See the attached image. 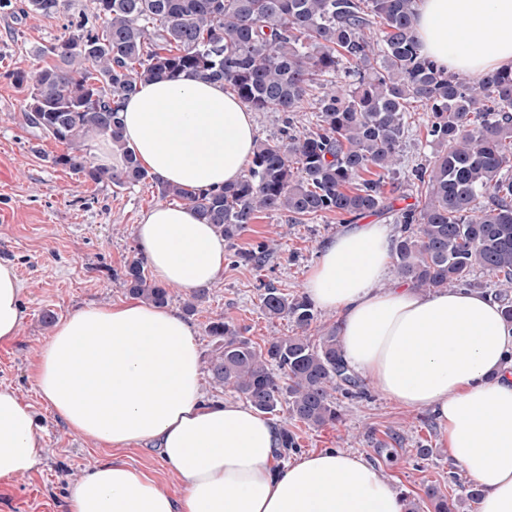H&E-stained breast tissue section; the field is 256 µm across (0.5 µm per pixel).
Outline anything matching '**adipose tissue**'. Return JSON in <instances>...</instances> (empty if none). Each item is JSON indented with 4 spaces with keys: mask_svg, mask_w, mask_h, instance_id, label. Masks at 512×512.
<instances>
[{
    "mask_svg": "<svg viewBox=\"0 0 512 512\" xmlns=\"http://www.w3.org/2000/svg\"><path fill=\"white\" fill-rule=\"evenodd\" d=\"M422 53L473 78L512 68V0H417ZM123 141L161 182L187 189L238 180L255 124L223 85L191 77L140 84L120 112ZM157 283L194 291L224 270V240L185 205L162 204L135 227ZM393 231L353 224L328 240L305 281L336 312L343 357L386 398L427 409L452 461L481 489L479 512H512V325L489 296L429 293L390 277ZM23 288L0 261V342L18 336ZM38 395L71 431L103 448L156 443L182 483L172 496L123 461L69 483L65 512H405L364 455L279 460L278 430L250 405L205 401L195 331L139 299L58 322L32 366ZM46 450L31 406L0 387V480L37 471Z\"/></svg>",
    "mask_w": 512,
    "mask_h": 512,
    "instance_id": "1",
    "label": "adipose tissue"
}]
</instances>
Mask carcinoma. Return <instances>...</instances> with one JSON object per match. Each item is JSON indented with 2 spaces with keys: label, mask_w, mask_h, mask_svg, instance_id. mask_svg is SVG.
<instances>
[{
  "label": "carcinoma",
  "mask_w": 512,
  "mask_h": 512,
  "mask_svg": "<svg viewBox=\"0 0 512 512\" xmlns=\"http://www.w3.org/2000/svg\"><path fill=\"white\" fill-rule=\"evenodd\" d=\"M65 0H0V7L54 18ZM415 0H92L90 13L69 20L68 36L36 49L54 63L10 73L26 90L22 118L65 151L55 163L116 188L150 178L125 148L118 113L138 84L187 75L231 90L247 108L280 112L277 141L258 139L247 170L234 183L188 190L158 183L161 197L180 200L230 242L260 212L294 224L334 213L351 224L393 212L384 186L395 182L408 138L406 114L430 111L434 160L411 170L418 203L396 211L391 263L421 290L471 284L479 267L497 278L487 294L512 323V69L480 83L440 69L420 53ZM314 98L315 129H295L290 113ZM103 135L122 152L112 169L94 165L86 142ZM486 204H480V200ZM266 242L236 250L233 263L261 268ZM128 292L167 306L168 288L151 282L141 258L122 274ZM261 307L286 317L294 333L263 344L222 319L205 328L204 360L212 383L241 395L254 409L319 428L342 420L338 397L367 395L345 363L338 329L312 338L319 316L304 295L266 284ZM434 512L458 502L431 487Z\"/></svg>",
  "instance_id": "1"
}]
</instances>
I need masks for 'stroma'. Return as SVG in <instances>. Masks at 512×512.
I'll return each instance as SVG.
<instances>
[{"mask_svg": "<svg viewBox=\"0 0 512 512\" xmlns=\"http://www.w3.org/2000/svg\"><path fill=\"white\" fill-rule=\"evenodd\" d=\"M90 6V0H68L65 13L55 18L0 8V260L14 265L24 288L20 334L0 344V386L15 388L32 405L47 448L39 471L0 488V512H63L68 484L114 456L153 476L171 494L181 493L156 448L146 445L115 453L77 437L52 415L30 379L35 357L53 332L41 319L44 311L60 320L90 305L128 298L118 274L138 254L134 228L145 212L162 202L153 181L119 190L54 164L63 145L22 120L25 93L11 82L8 71L38 65L36 48L63 36L69 14ZM412 120L403 146L406 173L433 161L436 152L426 140L425 112H414ZM341 229L331 213L303 224L289 223L276 212L260 213L234 247L244 250L272 238L277 248L260 269L225 262L206 302L189 317L200 353L209 349L205 327L217 319L245 327L258 343L291 334L288 319H272L263 312L259 285L271 284L291 296L303 293L322 245ZM343 406L344 419L334 427L313 428L282 413L273 421L296 435L299 455L326 450L364 454L417 503L418 512H433L425 494L430 486L459 499V512H478L476 503L463 498L470 480L449 458L445 436L434 427L430 411L403 409L375 390L369 398L347 400ZM423 444L433 454L419 461L415 450Z\"/></svg>", "mask_w": 512, "mask_h": 512, "instance_id": "35a3bbf8", "label": "stroma"}]
</instances>
